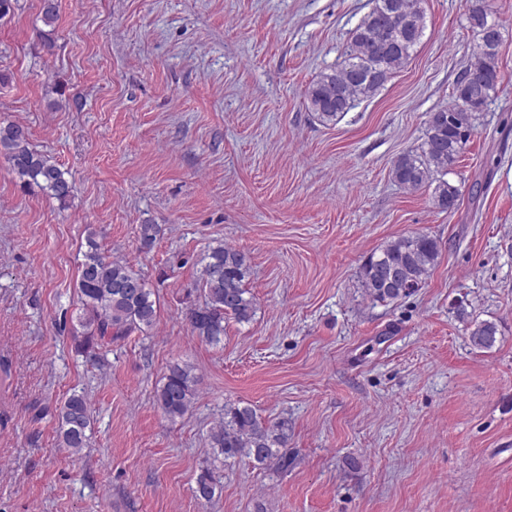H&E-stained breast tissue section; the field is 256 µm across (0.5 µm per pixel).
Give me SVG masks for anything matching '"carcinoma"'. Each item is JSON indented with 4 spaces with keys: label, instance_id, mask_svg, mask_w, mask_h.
<instances>
[{
    "label": "carcinoma",
    "instance_id": "carcinoma-1",
    "mask_svg": "<svg viewBox=\"0 0 512 512\" xmlns=\"http://www.w3.org/2000/svg\"><path fill=\"white\" fill-rule=\"evenodd\" d=\"M421 2L373 0L372 9L352 30L342 61L320 72L309 84L305 93L309 111L321 122L334 124L358 103L376 95L421 43L426 29ZM466 3L467 21L476 42L455 82L454 105L430 113L421 146L401 154L391 168L392 179L401 188L432 190L434 204L443 211L449 210V201H460L459 187L446 176L474 132L476 114L484 110L501 82L502 32L493 18L490 0ZM41 14L50 30L40 36L50 46L58 17L57 0H43ZM1 155L22 186H36L63 206L73 196L74 185L67 172L31 147L26 126L13 122L0 126ZM439 257L435 239L412 233L372 252L360 266L359 279L372 302L390 304L423 287ZM200 264L198 283L203 300L189 310L187 319L192 335L217 345L224 338L225 319L244 324L256 313L255 301L245 288L250 265L244 252L224 245L209 249ZM76 286L82 302L80 346L86 349L105 339L119 341L134 332L142 333L157 322V301L145 279L129 265L110 258L91 237L79 264ZM498 333L494 322H475L470 325L469 341L476 349L489 350ZM198 385L193 367L170 366L156 392L158 407L172 420L183 417L196 400ZM58 423L63 447L74 453L87 447L91 416L84 396L73 394L66 400ZM209 445L226 459L244 456L259 466L273 465L278 470L291 464L288 424L264 423L249 405L225 407L224 421L210 431ZM215 490L210 472L203 471L197 479L196 496L209 500Z\"/></svg>",
    "mask_w": 512,
    "mask_h": 512
}]
</instances>
